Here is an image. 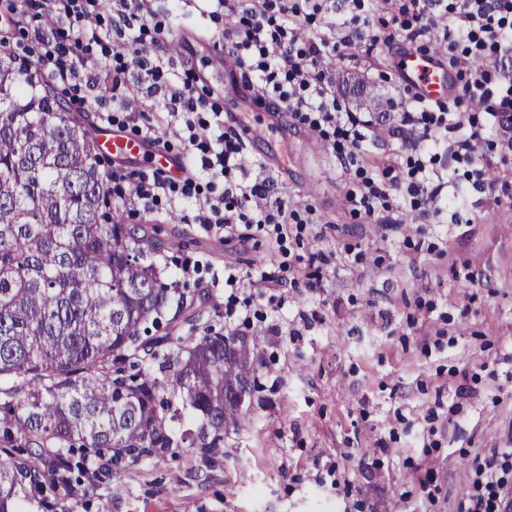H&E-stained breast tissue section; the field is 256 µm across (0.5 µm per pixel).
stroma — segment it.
I'll list each match as a JSON object with an SVG mask.
<instances>
[{
    "label": "stroma",
    "mask_w": 512,
    "mask_h": 512,
    "mask_svg": "<svg viewBox=\"0 0 512 512\" xmlns=\"http://www.w3.org/2000/svg\"><path fill=\"white\" fill-rule=\"evenodd\" d=\"M335 0L337 14L366 17L356 52L324 57L333 90L348 109L378 121L359 164L347 165L329 141L310 150L282 144L286 177L253 153L240 173L275 183L282 197L311 208L315 221L275 242L271 227L223 237L160 203L129 224L160 230L165 281L185 262V286L201 298L202 323L254 344L256 382L249 416L224 437L218 463L190 448L166 465L141 460L120 479L78 500L76 512H459L470 469L493 449L512 448V219L490 189H469L465 207L448 204L431 222L410 209L352 216L346 193L361 172L395 158L390 134L412 93L396 64L408 51L381 39L380 19L401 0ZM144 46L183 37L194 70L208 72L224 52L223 14H181L174 0H150ZM359 81L369 97L351 99ZM396 226H388V219ZM251 276L250 325L229 320L224 268ZM314 276L317 288H270L262 273ZM471 272L475 281L463 280Z\"/></svg>",
    "instance_id": "obj_1"
}]
</instances>
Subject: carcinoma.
Instances as JSON below:
<instances>
[{
	"label": "carcinoma",
	"instance_id": "carcinoma-1",
	"mask_svg": "<svg viewBox=\"0 0 512 512\" xmlns=\"http://www.w3.org/2000/svg\"><path fill=\"white\" fill-rule=\"evenodd\" d=\"M101 163L88 116L0 52V512H70L178 448L210 466L247 416L224 401L255 388L246 340L148 335L197 313L162 282L156 228L112 208Z\"/></svg>",
	"mask_w": 512,
	"mask_h": 512
}]
</instances>
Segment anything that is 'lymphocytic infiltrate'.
<instances>
[{
    "instance_id": "1",
    "label": "lymphocytic infiltrate",
    "mask_w": 512,
    "mask_h": 512,
    "mask_svg": "<svg viewBox=\"0 0 512 512\" xmlns=\"http://www.w3.org/2000/svg\"><path fill=\"white\" fill-rule=\"evenodd\" d=\"M50 16L53 27L34 31V40L44 50L35 61L37 70L57 85L68 88L78 99L112 98L123 101L130 87L161 102L162 112L154 118L129 108V123L146 125V136L158 130L170 131L175 121L194 111L190 84L181 78L167 79L164 57L158 47L139 45L134 23L140 20L144 0H117L113 25L119 41L103 44L93 52L83 42L64 43L62 32L92 27L97 20L96 0H13L11 17H19L31 6ZM225 15L234 17L231 44L227 55L241 68V77L256 101L267 109L292 113L311 131L332 142L344 163L356 164L371 120L359 113L343 111L335 96L328 92L332 75L320 67L330 51V42L322 36L301 32L304 10L298 0H216ZM393 34L408 43L426 49L438 42L447 47L445 62L456 68L459 54L474 63L457 95L448 101H416L413 110L402 113L393 133L406 139L408 128L422 132L421 159L409 173V183L396 176L395 165L380 173L363 177L350 190L347 201L353 213L374 216L380 202L395 192L406 191L411 206L421 200L437 201L443 173L435 166L437 153L470 166L483 187L482 180L491 162L483 147L482 129L476 121H464V103L477 102L486 116L500 125L512 126V74L503 65L512 57V0H447L441 14L420 8L419 0H409L398 16L391 19ZM223 119L189 123L187 141L203 154L200 169H186L181 179L148 178L115 168L112 193L124 206L152 212L163 197L199 198V177L223 176L221 200L200 199L197 221L211 224L225 233H235L239 226L266 224L277 237L292 232L302 218L293 205L273 193L268 182H244L234 174L244 167L240 136L227 135ZM456 138H448V131ZM462 512H512V450L494 451L474 467L470 490L461 505Z\"/></svg>"
}]
</instances>
